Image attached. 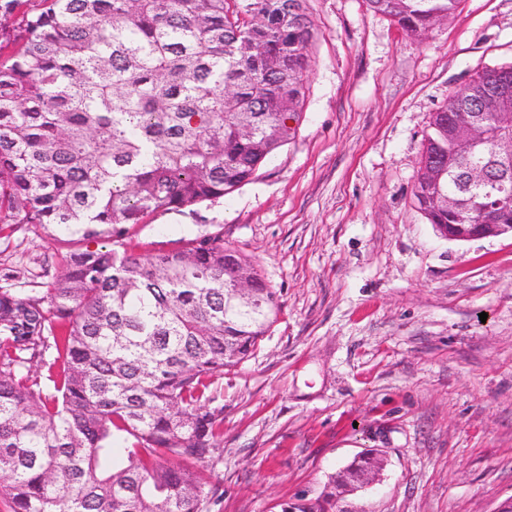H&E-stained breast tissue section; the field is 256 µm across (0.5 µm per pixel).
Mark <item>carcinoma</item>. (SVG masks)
Wrapping results in <instances>:
<instances>
[{"label": "carcinoma", "instance_id": "obj_1", "mask_svg": "<svg viewBox=\"0 0 512 512\" xmlns=\"http://www.w3.org/2000/svg\"><path fill=\"white\" fill-rule=\"evenodd\" d=\"M420 39L458 0H366ZM314 38L304 0H0V224L70 249L38 299L0 287V502L6 512H207L224 410L208 391L281 311L224 232L142 256L128 227L236 191L294 138ZM489 132L464 156L451 117ZM512 136V65L475 73L435 113L421 164L431 224L512 223V172L467 166ZM109 229L112 248L74 247ZM242 287L250 303L240 305ZM47 367L46 378L31 367Z\"/></svg>", "mask_w": 512, "mask_h": 512}]
</instances>
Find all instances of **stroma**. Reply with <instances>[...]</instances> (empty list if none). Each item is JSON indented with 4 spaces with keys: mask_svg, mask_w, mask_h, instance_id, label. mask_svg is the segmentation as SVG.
<instances>
[{
    "mask_svg": "<svg viewBox=\"0 0 512 512\" xmlns=\"http://www.w3.org/2000/svg\"><path fill=\"white\" fill-rule=\"evenodd\" d=\"M314 39L296 134L232 195L128 230L135 253L223 231L282 303L215 383L210 512L322 498L363 451L375 481L337 512H496L512 498V236L441 237L413 185L431 115L512 64V0H459L418 40L365 0H306ZM62 272L52 229L0 228V286Z\"/></svg>",
    "mask_w": 512,
    "mask_h": 512,
    "instance_id": "stroma-1",
    "label": "stroma"
}]
</instances>
